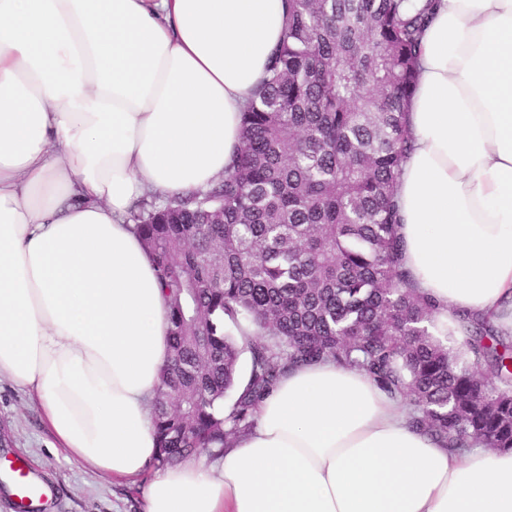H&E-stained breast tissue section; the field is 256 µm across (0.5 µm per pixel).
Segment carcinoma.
<instances>
[{
    "label": "carcinoma",
    "mask_w": 512,
    "mask_h": 512,
    "mask_svg": "<svg viewBox=\"0 0 512 512\" xmlns=\"http://www.w3.org/2000/svg\"><path fill=\"white\" fill-rule=\"evenodd\" d=\"M431 6L288 0L224 176L131 211L168 301L158 465L222 455L288 369L323 360L408 399L447 448L512 449V339L468 314L459 352L402 262L405 106Z\"/></svg>",
    "instance_id": "obj_1"
}]
</instances>
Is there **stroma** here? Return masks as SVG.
<instances>
[{
	"label": "stroma",
	"mask_w": 512,
	"mask_h": 512,
	"mask_svg": "<svg viewBox=\"0 0 512 512\" xmlns=\"http://www.w3.org/2000/svg\"><path fill=\"white\" fill-rule=\"evenodd\" d=\"M0 458L26 460L47 496L30 512H144L146 477L107 478L69 459L44 421L34 393L0 380Z\"/></svg>",
	"instance_id": "1"
}]
</instances>
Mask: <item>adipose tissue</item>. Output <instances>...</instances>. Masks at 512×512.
I'll return each instance as SVG.
<instances>
[{
  "mask_svg": "<svg viewBox=\"0 0 512 512\" xmlns=\"http://www.w3.org/2000/svg\"><path fill=\"white\" fill-rule=\"evenodd\" d=\"M286 0H0V377L100 474L159 454L166 298L129 213L232 161ZM403 263L466 348L512 334V0H437L407 111ZM355 369H290L216 466L157 471L146 512H512V450L453 452Z\"/></svg>",
  "mask_w": 512,
  "mask_h": 512,
  "instance_id": "adipose-tissue-1",
  "label": "adipose tissue"
}]
</instances>
